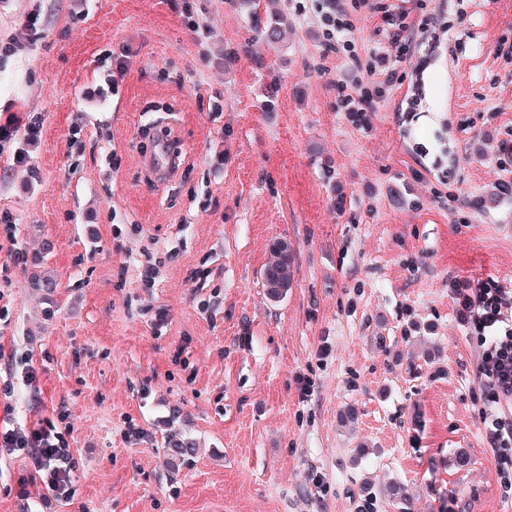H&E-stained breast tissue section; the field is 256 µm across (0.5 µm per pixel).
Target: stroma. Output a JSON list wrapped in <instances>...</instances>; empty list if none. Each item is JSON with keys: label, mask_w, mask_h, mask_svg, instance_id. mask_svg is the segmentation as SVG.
Wrapping results in <instances>:
<instances>
[{"label": "stroma", "mask_w": 512, "mask_h": 512, "mask_svg": "<svg viewBox=\"0 0 512 512\" xmlns=\"http://www.w3.org/2000/svg\"><path fill=\"white\" fill-rule=\"evenodd\" d=\"M343 3L328 42L324 0H256L288 20L273 48L229 0H0V413L81 460L64 501L0 456V512H359L370 477L411 512H512L448 291L512 289V198L482 204L512 181V0H427V37L382 63L376 17ZM387 72L358 129L336 81ZM145 125L184 150L160 187ZM278 239L296 264L274 303ZM270 258L263 268V284L271 302H279L288 295L294 283V252L287 240L274 241Z\"/></svg>", "instance_id": "35a3bbf8"}]
</instances>
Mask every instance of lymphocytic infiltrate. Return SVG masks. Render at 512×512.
Returning a JSON list of instances; mask_svg holds the SVG:
<instances>
[{
	"instance_id": "obj_1",
	"label": "lymphocytic infiltrate",
	"mask_w": 512,
	"mask_h": 512,
	"mask_svg": "<svg viewBox=\"0 0 512 512\" xmlns=\"http://www.w3.org/2000/svg\"><path fill=\"white\" fill-rule=\"evenodd\" d=\"M448 286L478 334L476 376L483 395L478 409L483 438L501 478L512 479V306L505 288L491 279L465 285L452 280ZM14 453L30 460L44 488L55 497H71L78 460L60 435L43 426L0 425V454Z\"/></svg>"
}]
</instances>
